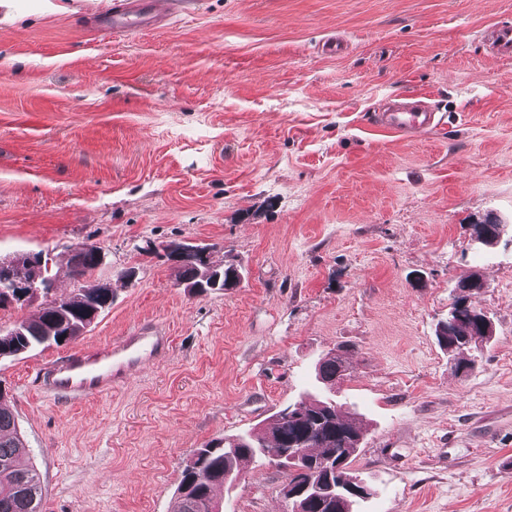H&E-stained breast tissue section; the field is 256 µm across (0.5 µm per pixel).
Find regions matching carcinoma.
I'll use <instances>...</instances> for the list:
<instances>
[{"mask_svg":"<svg viewBox=\"0 0 512 512\" xmlns=\"http://www.w3.org/2000/svg\"><path fill=\"white\" fill-rule=\"evenodd\" d=\"M101 263L93 250L72 254L69 269L77 288L71 295L61 297L57 304L41 303L36 318L22 319L0 332V357L70 342L97 321L112 305V291L86 285L84 281ZM206 274L194 252L189 250L182 254L178 282L202 283ZM476 333L478 328L465 311L438 333L443 347H454L456 367L469 370L475 367V360L462 359L460 355L470 350V342ZM346 371V361L341 354L327 353L317 362L316 379L326 387H333L346 377ZM300 406L295 419L279 411L268 432L236 436L238 445L232 453L224 451L222 439L206 444L205 449L193 455L182 470L173 512H214L213 490L232 485L245 466L260 456L259 449L269 447L271 438L277 448L290 439L304 438L300 448L308 469L315 471L320 481L336 480V471L323 466L324 460L332 456L334 463L342 464L351 479L362 483L358 475L349 470L360 448L361 429L343 415L333 400L311 396L308 401L300 402ZM26 453L27 448L18 434L16 416L5 403V393L0 390V512H41L43 493L39 476L33 468L21 464V457ZM314 496L315 492L307 490L297 498L301 512H338L333 501L320 503Z\"/></svg>","mask_w":512,"mask_h":512,"instance_id":"cac0c4a2","label":"carcinoma"}]
</instances>
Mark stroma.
Returning a JSON list of instances; mask_svg holds the SVG:
<instances>
[{
    "mask_svg": "<svg viewBox=\"0 0 512 512\" xmlns=\"http://www.w3.org/2000/svg\"><path fill=\"white\" fill-rule=\"evenodd\" d=\"M165 2L130 34L104 26L112 0L0 6V257L42 254L67 296L73 247L94 244L112 290L74 341L0 358L43 512H170L195 450L268 426L330 352L364 433L359 512H512V58L482 39L512 0ZM411 92L445 124L382 132L376 113ZM489 214L505 230L484 247ZM183 240L240 284L178 288L156 249ZM474 272L496 333L459 374L436 330ZM142 321L171 333L162 362L39 396L38 368ZM286 483L265 459L215 497L288 512Z\"/></svg>",
    "mask_w": 512,
    "mask_h": 512,
    "instance_id": "1",
    "label": "stroma"
}]
</instances>
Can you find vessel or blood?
<instances>
[{
    "mask_svg": "<svg viewBox=\"0 0 512 512\" xmlns=\"http://www.w3.org/2000/svg\"><path fill=\"white\" fill-rule=\"evenodd\" d=\"M109 19L113 32L136 30L146 21L144 6L141 0H113ZM489 52L499 58L512 57L511 26L493 27ZM441 121L429 98L411 93L387 110L381 127L408 137ZM169 348L170 338L162 328L140 324L113 344L79 351L42 367L36 374L37 386L46 395L72 400L99 395L124 383L134 368L161 361Z\"/></svg>",
    "mask_w": 512,
    "mask_h": 512,
    "instance_id": "vessel-or-blood-1",
    "label": "vessel or blood"
}]
</instances>
